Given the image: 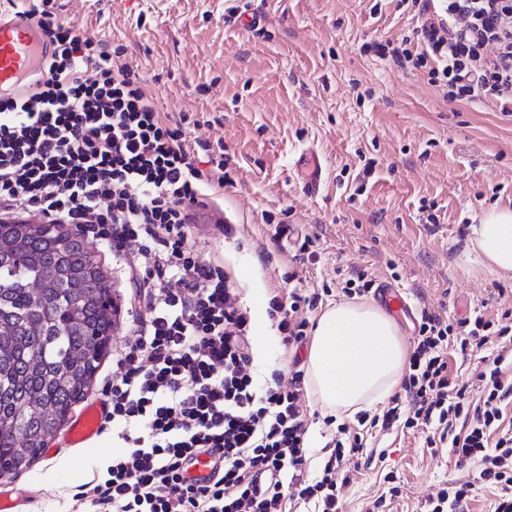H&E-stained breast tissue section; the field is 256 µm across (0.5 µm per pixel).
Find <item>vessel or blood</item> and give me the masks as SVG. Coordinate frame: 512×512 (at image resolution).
<instances>
[{
	"label": "vessel or blood",
	"instance_id": "vessel-or-blood-1",
	"mask_svg": "<svg viewBox=\"0 0 512 512\" xmlns=\"http://www.w3.org/2000/svg\"><path fill=\"white\" fill-rule=\"evenodd\" d=\"M51 52L48 35L23 12L8 15L0 10L1 94H18L33 86ZM299 160L305 167L304 188L309 194H316L322 179V164L316 151L302 149ZM103 414L102 402L95 401L74 415L67 430L69 444L79 448L98 437Z\"/></svg>",
	"mask_w": 512,
	"mask_h": 512
}]
</instances>
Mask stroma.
Listing matches in <instances>:
<instances>
[{
  "mask_svg": "<svg viewBox=\"0 0 512 512\" xmlns=\"http://www.w3.org/2000/svg\"><path fill=\"white\" fill-rule=\"evenodd\" d=\"M59 19L123 46L162 115H187L191 138L222 139L234 184L220 210L200 212L190 245L223 261L254 329L257 363L276 370L286 347L269 319L270 299L289 287H331L323 306L343 302L335 284L352 270L398 288L415 311L492 317L512 307V278L466 261L470 227L492 207H512V114L478 100H449L426 78L363 52L367 42L410 33L417 20L394 0H50ZM257 14L249 27L240 13ZM321 160L318 196L303 190V148ZM374 160L369 181L359 173ZM287 211L314 259L274 237L264 212ZM434 214L436 223L426 221ZM228 217L237 233L216 228ZM277 261L265 265L264 253ZM116 310L111 348L128 338L132 285L111 249L97 250ZM367 446L401 477L397 512H420L433 487L473 479L475 465L432 452L422 433L393 428ZM65 431L0 491L19 512H70L84 477L62 469L78 456Z\"/></svg>",
  "mask_w": 512,
  "mask_h": 512,
  "instance_id": "stroma-1",
  "label": "stroma"
}]
</instances>
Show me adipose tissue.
I'll use <instances>...</instances> for the list:
<instances>
[{"label":"adipose tissue","mask_w":512,"mask_h":512,"mask_svg":"<svg viewBox=\"0 0 512 512\" xmlns=\"http://www.w3.org/2000/svg\"><path fill=\"white\" fill-rule=\"evenodd\" d=\"M467 260L512 278V208L493 207L473 225ZM408 347L395 319L379 305L343 302L319 316L308 349L305 381L323 415L350 419L398 387Z\"/></svg>","instance_id":"adipose-tissue-1"}]
</instances>
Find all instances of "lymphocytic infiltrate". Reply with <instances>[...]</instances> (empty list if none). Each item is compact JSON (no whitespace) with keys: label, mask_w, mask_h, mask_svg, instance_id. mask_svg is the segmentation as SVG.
<instances>
[{"label":"lymphocytic infiltrate","mask_w":512,"mask_h":512,"mask_svg":"<svg viewBox=\"0 0 512 512\" xmlns=\"http://www.w3.org/2000/svg\"><path fill=\"white\" fill-rule=\"evenodd\" d=\"M421 24L399 43L364 44L422 72L444 98L479 97L512 112V0H397ZM29 17L52 37L34 88L0 96V211L71 224L111 248L146 312L112 357L103 426L122 449L101 480L75 493L74 512H345L351 466L373 430L424 432L477 467L512 512V312L457 319L422 312L402 388L382 413L336 427L334 448L306 477L305 375L260 377L250 316L223 265L187 247L190 213L229 186L223 151L164 121L121 48L77 32L50 10ZM322 296L294 288L268 314L285 346L307 341ZM492 345V364L467 384L448 369L456 351ZM217 459L209 484L184 477L199 452ZM473 482V483H476ZM471 482L438 487L424 512H465Z\"/></svg>","instance_id":"obj_1"}]
</instances>
